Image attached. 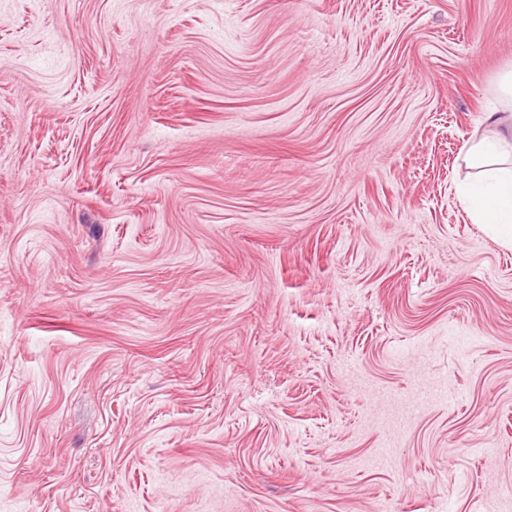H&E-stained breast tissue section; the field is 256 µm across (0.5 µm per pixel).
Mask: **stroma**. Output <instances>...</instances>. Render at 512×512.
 Segmentation results:
<instances>
[{"label":"stroma","mask_w":512,"mask_h":512,"mask_svg":"<svg viewBox=\"0 0 512 512\" xmlns=\"http://www.w3.org/2000/svg\"><path fill=\"white\" fill-rule=\"evenodd\" d=\"M508 68L512 0H0V512H512ZM495 103L485 111V122L492 136L469 140L464 161L482 174L483 179L468 188L473 213L481 224H493L512 242V68L496 80ZM505 131L506 135H504Z\"/></svg>","instance_id":"stroma-1"}]
</instances>
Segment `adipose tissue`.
<instances>
[{
  "instance_id": "adipose-tissue-1",
  "label": "adipose tissue",
  "mask_w": 512,
  "mask_h": 512,
  "mask_svg": "<svg viewBox=\"0 0 512 512\" xmlns=\"http://www.w3.org/2000/svg\"><path fill=\"white\" fill-rule=\"evenodd\" d=\"M512 100V69L496 80L495 102L485 112L492 134L469 140L464 160L481 173L468 189L476 218L491 224L507 242H512V114L505 104Z\"/></svg>"
}]
</instances>
